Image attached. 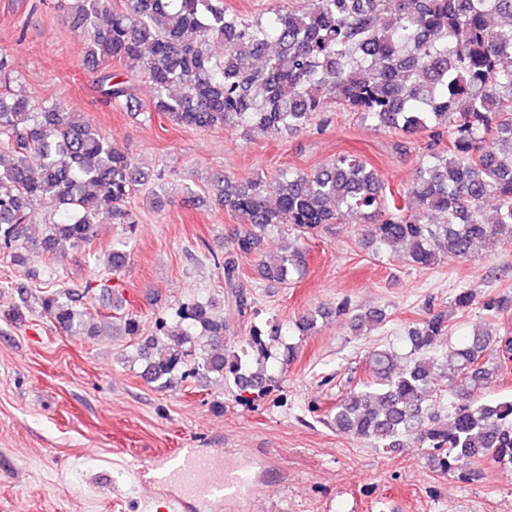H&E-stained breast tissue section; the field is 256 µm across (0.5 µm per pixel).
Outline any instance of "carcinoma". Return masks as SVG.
Masks as SVG:
<instances>
[{
    "label": "carcinoma",
    "mask_w": 512,
    "mask_h": 512,
    "mask_svg": "<svg viewBox=\"0 0 512 512\" xmlns=\"http://www.w3.org/2000/svg\"><path fill=\"white\" fill-rule=\"evenodd\" d=\"M56 6L83 41L82 61L101 101L114 108L138 107L146 82L149 111L204 131L300 132L334 103L382 130L432 137L420 175L403 193L383 190L375 170L352 155L313 171L284 168L272 195L261 178L216 177L217 204L242 223L218 262L239 311L252 307L240 289L239 258H254L261 278L286 285L304 275V242L349 215L366 223L368 243L401 248L423 268L512 244V0H308L266 20L231 14L224 0H127L116 11L111 0ZM389 8L393 18L382 25ZM114 61L124 70H112ZM0 143L11 153L0 167V252L39 258L87 244L106 215L126 225L127 236L107 254L108 268L121 269L135 230L126 203L149 175L95 127L74 120L63 101L34 103L7 50H0ZM44 200L54 203L45 233L28 240L34 205ZM283 224L293 240L267 261L264 235ZM39 300L64 333L95 336L98 322L111 323L78 308L66 290L43 291ZM483 307L509 316L512 298ZM172 316L176 326L159 318L152 336L142 335L136 315L121 317V335L157 388L171 387L176 375L188 390L213 377L236 389V402L253 406L278 387L268 363L277 359L272 344L286 335L282 324L253 326L230 355L211 302L181 303ZM385 319L381 309L360 311L350 328L373 330ZM447 337V317L433 314L408 327L405 364L391 347L370 352L368 377L336 399L324 422L373 448H424L460 482L475 480L487 461L511 471L512 398L484 404L473 394L508 368L512 336L475 329L438 352ZM438 375L454 383L447 422Z\"/></svg>",
    "instance_id": "obj_1"
}]
</instances>
